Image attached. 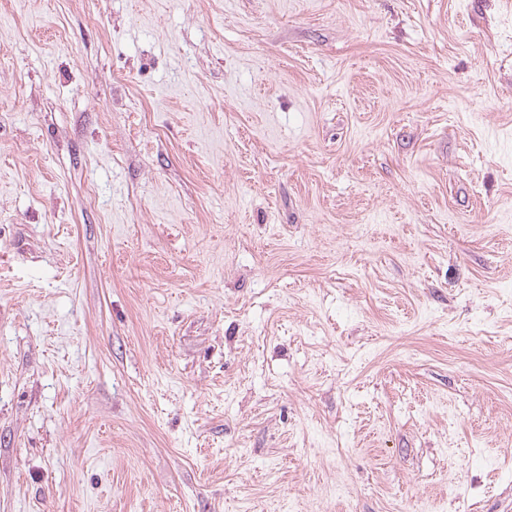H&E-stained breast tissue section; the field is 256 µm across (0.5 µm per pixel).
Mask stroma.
Returning a JSON list of instances; mask_svg holds the SVG:
<instances>
[{"label": "stroma", "mask_w": 512, "mask_h": 512, "mask_svg": "<svg viewBox=\"0 0 512 512\" xmlns=\"http://www.w3.org/2000/svg\"><path fill=\"white\" fill-rule=\"evenodd\" d=\"M0 512H512V0H0Z\"/></svg>", "instance_id": "1"}]
</instances>
